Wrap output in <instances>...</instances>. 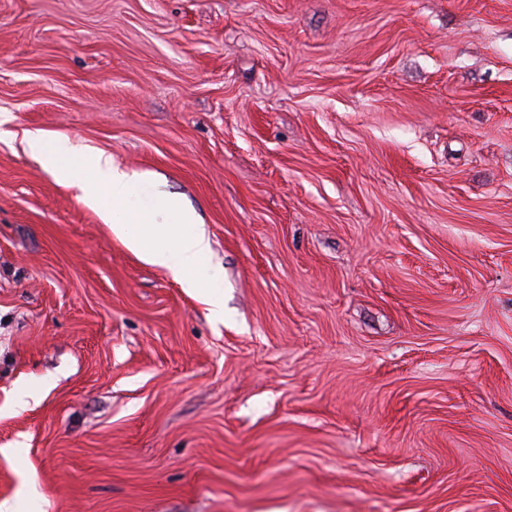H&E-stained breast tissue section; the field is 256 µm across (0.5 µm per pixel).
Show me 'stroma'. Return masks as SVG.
<instances>
[{
    "label": "stroma",
    "mask_w": 512,
    "mask_h": 512,
    "mask_svg": "<svg viewBox=\"0 0 512 512\" xmlns=\"http://www.w3.org/2000/svg\"><path fill=\"white\" fill-rule=\"evenodd\" d=\"M153 173L224 319L25 134ZM512 512V0H0V502Z\"/></svg>",
    "instance_id": "obj_1"
}]
</instances>
